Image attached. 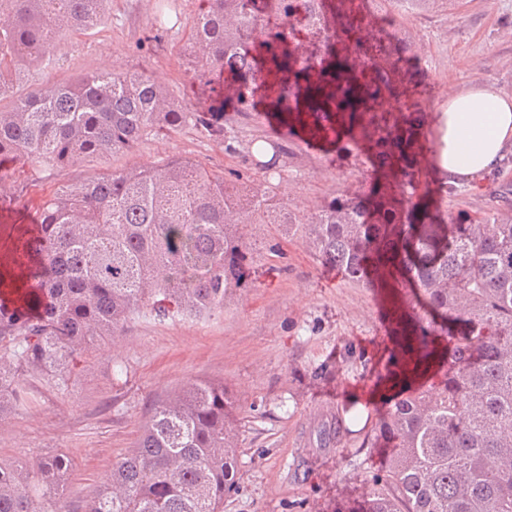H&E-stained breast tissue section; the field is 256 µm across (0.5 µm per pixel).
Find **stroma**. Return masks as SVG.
Here are the masks:
<instances>
[{"label": "stroma", "instance_id": "35a3bbf8", "mask_svg": "<svg viewBox=\"0 0 512 512\" xmlns=\"http://www.w3.org/2000/svg\"><path fill=\"white\" fill-rule=\"evenodd\" d=\"M203 7V0H112L102 25L61 43L59 74L143 69L190 111L223 119L218 92L229 73L195 74L180 52ZM368 7L396 39L414 36L405 56L427 114L473 82L512 93V0H452L447 9L421 14L397 11L389 0H370ZM227 131L240 141L237 152L188 127L141 142L132 160L150 166L180 152L249 176L254 144L276 143L284 150L276 164L279 195L300 213L344 193H366L377 177L359 149L329 144L316 151L286 135L263 92L256 111L238 116ZM122 163L97 160L58 174L0 162L10 176L0 187V228L39 214L59 179L79 182L92 170ZM447 213L451 223L462 213L476 222L512 220V208L498 205L480 184L461 185ZM244 232L256 270L250 287L212 316L140 317L121 336L95 340L90 361L79 364L65 386L27 376L33 403L0 424V461L67 456L72 467L64 507L83 512L110 478L113 462L134 448L159 399L187 380L209 379L234 392L243 419L224 512H359L392 447L364 427L385 409L378 378L404 351L377 319L392 299L385 289L350 282L275 225L250 224ZM338 423L349 429V440L323 443V431Z\"/></svg>", "mask_w": 512, "mask_h": 512}]
</instances>
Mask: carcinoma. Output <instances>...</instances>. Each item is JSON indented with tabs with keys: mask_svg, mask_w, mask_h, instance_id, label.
<instances>
[{
	"mask_svg": "<svg viewBox=\"0 0 512 512\" xmlns=\"http://www.w3.org/2000/svg\"><path fill=\"white\" fill-rule=\"evenodd\" d=\"M111 0H0V159L63 171L90 158L131 153L160 129L193 125L229 143L205 112H188L145 71L88 73L69 81L54 71V49L69 33L94 30ZM182 53L197 73L238 74L224 103L255 111L264 85L276 110L311 133L363 145L382 176L369 198H333L315 217L277 199L276 161L258 176L216 172L174 153L153 167H114L80 184L64 182L42 208L39 237L17 236L12 269L25 256L41 273L8 280L0 300V421L30 404L25 379L65 381L97 338L119 335L134 315L201 318L224 309L252 276L245 224H276L300 236L351 281L415 288L432 319L425 335L448 337L428 357L448 367L439 390H400L371 432L395 440L372 477L363 512H512V222L457 224L453 235L431 210L459 189L424 180L425 125L417 83L397 48L372 28L365 0H335L326 32L341 91H356L368 111L344 119L336 96L314 80L296 23L325 32V0H271L282 18L261 34L266 62L246 43L261 23L259 0H207ZM297 111L288 107L293 90ZM442 318L439 324L436 318ZM237 400L224 383L191 380L153 408L135 447L112 464L107 485L85 512H224L237 460ZM70 461L62 455L0 462V512H59Z\"/></svg>",
	"mask_w": 512,
	"mask_h": 512,
	"instance_id": "cac0c4a2",
	"label": "carcinoma"
}]
</instances>
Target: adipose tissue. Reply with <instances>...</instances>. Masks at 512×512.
Returning a JSON list of instances; mask_svg holds the SVG:
<instances>
[{
	"label": "adipose tissue",
	"instance_id": "ef3b65f1",
	"mask_svg": "<svg viewBox=\"0 0 512 512\" xmlns=\"http://www.w3.org/2000/svg\"><path fill=\"white\" fill-rule=\"evenodd\" d=\"M431 127L437 171L452 185L478 181L512 153V94L467 86L449 95Z\"/></svg>",
	"mask_w": 512,
	"mask_h": 512
}]
</instances>
